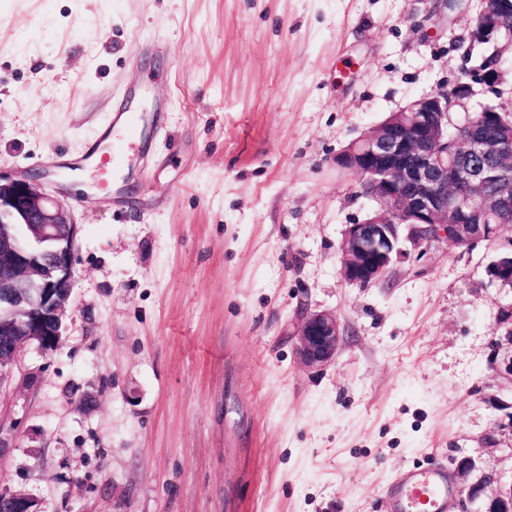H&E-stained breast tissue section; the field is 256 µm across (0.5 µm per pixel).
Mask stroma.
I'll list each match as a JSON object with an SVG mask.
<instances>
[{
  "mask_svg": "<svg viewBox=\"0 0 512 512\" xmlns=\"http://www.w3.org/2000/svg\"><path fill=\"white\" fill-rule=\"evenodd\" d=\"M442 0H0V170L46 173L81 232L63 344L0 393V491L45 512H389L398 471L472 457L512 477V381L491 368L494 250L402 242L340 276L379 211L337 153L481 57ZM130 87L145 169L77 158ZM335 311L304 369L305 307ZM293 336L299 364L322 370L336 360L344 329L334 311L310 310L297 323Z\"/></svg>",
  "mask_w": 512,
  "mask_h": 512,
  "instance_id": "obj_1",
  "label": "stroma"
}]
</instances>
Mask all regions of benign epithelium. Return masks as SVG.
<instances>
[{
    "mask_svg": "<svg viewBox=\"0 0 512 512\" xmlns=\"http://www.w3.org/2000/svg\"><path fill=\"white\" fill-rule=\"evenodd\" d=\"M484 4L479 0L470 31V46L492 47L479 68L449 89L410 101L336 156V168L369 178L370 196L384 206L344 231L340 274L348 284L366 287L385 278L402 256V226L423 250L460 240L469 250L499 237V225L485 220L512 210V99L503 100L502 89L503 54L512 52V0H496L492 10ZM475 83L500 102L473 109ZM482 112L495 119L488 130L463 141L472 164H448L452 117L469 123ZM79 233L73 212L54 200L41 174L0 171V295L12 303L0 312V389L26 346L44 352L61 346ZM495 323L504 333L494 342V351L502 353L494 367L512 382V303L499 306ZM293 336L299 364L322 370L336 360L344 329L336 312L310 310ZM474 469L468 456L456 465L455 477L466 490L462 512H512V485L501 486L492 471L473 481ZM0 504L9 512H44L25 493H1Z\"/></svg>",
    "mask_w": 512,
    "mask_h": 512,
    "instance_id": "7a95c632",
    "label": "benign epithelium"
}]
</instances>
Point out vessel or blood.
I'll return each mask as SVG.
<instances>
[{
	"label": "vessel or blood",
	"mask_w": 512,
	"mask_h": 512,
	"mask_svg": "<svg viewBox=\"0 0 512 512\" xmlns=\"http://www.w3.org/2000/svg\"><path fill=\"white\" fill-rule=\"evenodd\" d=\"M135 125V119L121 109L107 118L105 144L95 143L90 148L98 156L100 172H107L114 159L123 154L145 160L147 153L135 136ZM449 491L448 476L437 467L401 470L384 487L390 512H448Z\"/></svg>",
	"instance_id": "obj_1"
}]
</instances>
